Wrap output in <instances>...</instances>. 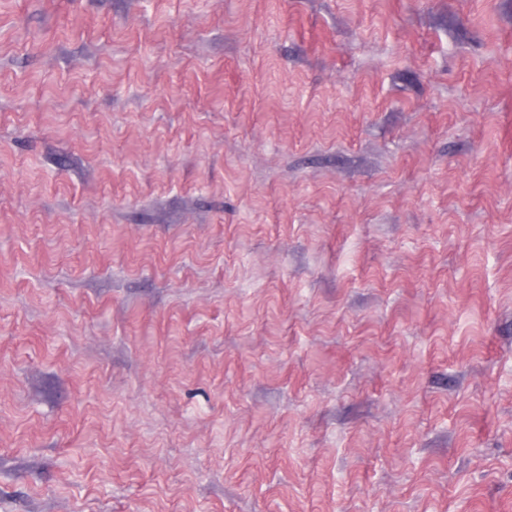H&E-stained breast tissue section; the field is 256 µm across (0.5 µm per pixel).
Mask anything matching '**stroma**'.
Listing matches in <instances>:
<instances>
[{"label":"stroma","instance_id":"stroma-1","mask_svg":"<svg viewBox=\"0 0 512 512\" xmlns=\"http://www.w3.org/2000/svg\"><path fill=\"white\" fill-rule=\"evenodd\" d=\"M0 512H512V0H0Z\"/></svg>","mask_w":512,"mask_h":512}]
</instances>
